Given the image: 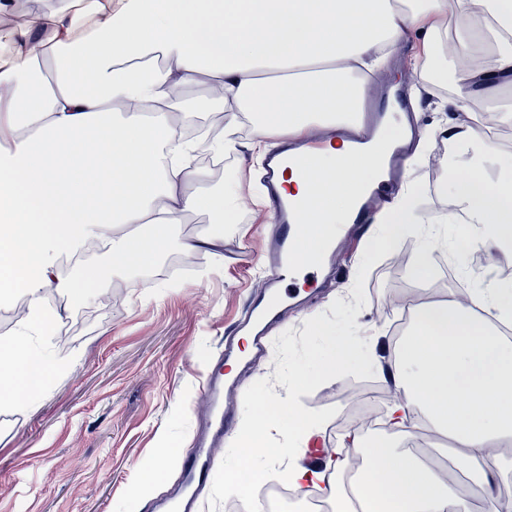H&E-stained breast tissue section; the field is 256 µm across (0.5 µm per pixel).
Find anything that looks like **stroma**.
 Here are the masks:
<instances>
[{
	"mask_svg": "<svg viewBox=\"0 0 512 512\" xmlns=\"http://www.w3.org/2000/svg\"><path fill=\"white\" fill-rule=\"evenodd\" d=\"M422 88L415 122L432 129L440 147L456 112L438 85ZM434 160L426 155L402 174L430 213L452 206L451 197L429 188L438 174ZM212 228L208 213H197L173 227L151 268L109 276L103 291L123 289L112 307L58 292L55 309L70 348L56 347L50 336L34 340L55 358L72 355L77 363L24 406L0 403V512H149L177 484L179 468L167 450L189 447L203 375L219 359L225 330L246 312L261 284L268 227L252 205L225 225L221 254L203 252L202 264L183 276L162 275L169 259L181 254L184 238ZM400 250L397 244L374 246L367 225L357 227L341 248L332 287L305 298L271 327V349L254 363L237 397L236 428L248 426L290 388L292 373L302 367L310 378L294 389L299 404L321 416L328 447L350 448L356 427L342 416L344 393L358 370L348 365L322 374L326 341L314 328L359 334L374 362H391L389 323L401 308L395 281L409 269L394 260Z\"/></svg>",
	"mask_w": 512,
	"mask_h": 512,
	"instance_id": "1",
	"label": "stroma"
}]
</instances>
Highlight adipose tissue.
Here are the masks:
<instances>
[{"label":"adipose tissue","instance_id":"1","mask_svg":"<svg viewBox=\"0 0 512 512\" xmlns=\"http://www.w3.org/2000/svg\"><path fill=\"white\" fill-rule=\"evenodd\" d=\"M411 37L418 49L406 57ZM12 41L31 50L0 54V293L24 292L30 303L26 331L0 336L1 403L25 402L72 369L30 341L61 319L42 309L44 291L81 301L90 287L60 273L61 253L93 245L110 273L125 272L155 260L189 214L208 212L219 227L244 207L238 173H227L223 190H194L204 174L194 144L174 140V94L207 80L226 127L212 149L263 155L313 126L354 123L366 72L398 57L419 80L451 84L458 110L512 87V0H57ZM242 112L253 116L244 146L228 135ZM308 170L295 189L307 257L346 223L375 175L366 157L343 149L315 156ZM412 191L403 187L380 214L373 243L392 244L426 221L469 224L491 267L512 266V159L493 141L451 181L454 211L423 218ZM493 312L512 316V282L481 280L468 303L420 308L391 364L406 397L387 411L394 434L410 437L422 419L458 442L482 512H500L492 488L512 477V459L487 453L512 442V340L494 330ZM274 415L288 431L270 456L286 462L290 485L322 484L334 512H472L455 484L391 443L369 448L352 437L365 459L352 493L342 470L304 469L320 418L289 394L237 432L238 466L224 476L234 490L256 476L252 450Z\"/></svg>","mask_w":512,"mask_h":512}]
</instances>
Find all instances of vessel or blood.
<instances>
[{
    "instance_id": "b4317fda",
    "label": "vessel or blood",
    "mask_w": 512,
    "mask_h": 512,
    "mask_svg": "<svg viewBox=\"0 0 512 512\" xmlns=\"http://www.w3.org/2000/svg\"><path fill=\"white\" fill-rule=\"evenodd\" d=\"M403 93L382 99L369 114L364 115V128L360 134L350 136L354 151H361L376 137L387 109L405 108ZM326 139H314L300 145H283L268 154L262 163V198L276 217L272 233L264 251L262 290L252 309L240 324L236 335L225 337L222 361L211 370L203 385L202 412L194 442L179 452L180 479L178 484L155 505V512H199L200 497L218 475L220 453L224 437L235 420V397L239 374L247 366V355H263L268 348L266 326L283 310L297 307L299 299L291 290H284L286 275L304 273L299 260L302 233L301 219L289 182L299 170L302 158L331 148ZM403 164L402 151H394L384 162V178L368 189L361 198L352 221L367 223L375 209L391 193L395 179ZM336 261L335 251L319 255L313 266L314 276L307 280L310 288H320L330 279Z\"/></svg>"
}]
</instances>
